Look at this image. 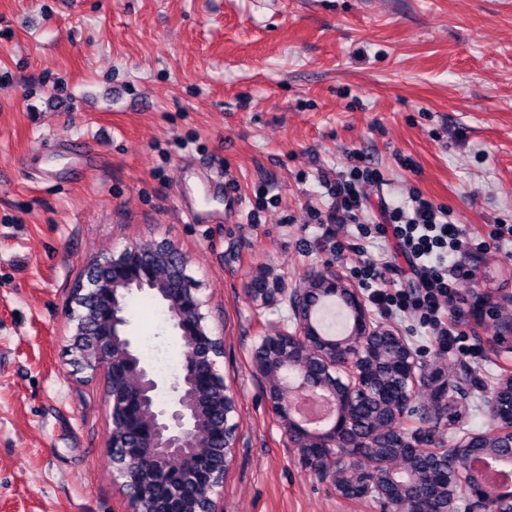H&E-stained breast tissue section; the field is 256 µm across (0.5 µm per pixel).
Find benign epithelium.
<instances>
[{"instance_id":"1","label":"benign epithelium","mask_w":512,"mask_h":512,"mask_svg":"<svg viewBox=\"0 0 512 512\" xmlns=\"http://www.w3.org/2000/svg\"><path fill=\"white\" fill-rule=\"evenodd\" d=\"M157 258L166 259L171 268L166 288L158 287ZM95 263L109 268L110 275L87 276L72 290L71 302L80 308L85 298H92L101 339L88 343L79 322L70 350L85 367L105 375L113 472L123 479L135 474L138 462L148 460L167 489L165 498L149 499L133 482L127 491L130 512H183L180 500L186 484L192 488L194 512H223L218 488L224 484V465L237 448V426L231 422L236 406L216 369L224 356V337L212 334L206 325L204 302L186 274V254L170 240H146ZM132 289L158 295L187 347L171 384L170 401L160 399L158 379L139 359L129 335L123 299ZM247 292L264 304L284 299L292 310L294 330L279 329L262 337L252 366L255 376L265 381L268 406L282 423L290 447L299 449L304 469L330 481L343 496L374 498L391 512H458L462 496L470 512H512V489L488 487L467 466L480 456L494 463L512 462L511 378L488 399L497 424L494 434L465 436L448 448L445 462L436 460L417 472L419 439L394 423L415 406L422 387L434 396L436 406L458 411L461 393L448 394V384L421 368L397 330L375 323L362 294L334 264L289 290L276 281L254 278ZM328 301L342 304L353 316L351 329L337 338L319 329L318 315ZM340 373L347 381L338 377ZM296 386L331 395L335 417L322 425L297 420L286 397ZM217 445L223 447V457L210 477L168 472L171 460H190Z\"/></svg>"}]
</instances>
